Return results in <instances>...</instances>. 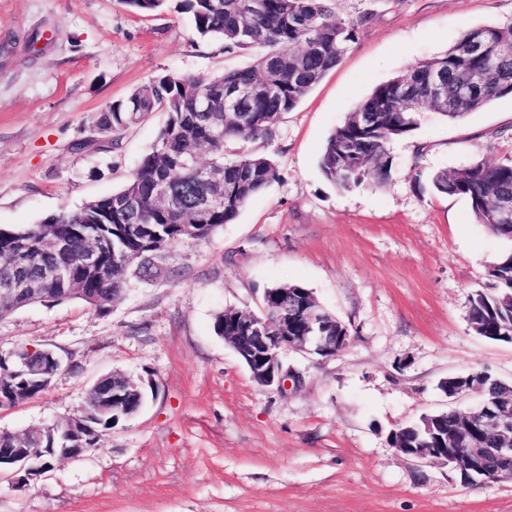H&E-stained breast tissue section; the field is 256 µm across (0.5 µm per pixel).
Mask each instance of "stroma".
<instances>
[{"mask_svg": "<svg viewBox=\"0 0 512 512\" xmlns=\"http://www.w3.org/2000/svg\"><path fill=\"white\" fill-rule=\"evenodd\" d=\"M340 62L283 115L262 151L278 175L208 239L162 254L167 276L125 273L101 315L78 301L0 318V356L50 349L64 365L50 389L0 408V430L65 422L101 375L121 370L145 403L98 448L52 459L28 486L0 480V512H512V481L462 485L447 465L397 453L389 435L423 414L468 409L442 379L485 371L512 380V343L476 335L470 299L512 240L478 223L469 201L430 176L482 160L512 162V94L460 121L417 114L391 140V175L349 190L320 168L324 145L378 84L444 53L472 27L512 23V0H335L345 23L363 12ZM0 225L37 222L120 190L166 115L128 128L112 151L76 153L98 136L112 101L155 77L209 79L252 64L198 37L188 15L127 11L118 0H0ZM300 284L350 331L323 358L284 350L301 377L259 387L213 330L217 313H260L267 288Z\"/></svg>", "mask_w": 512, "mask_h": 512, "instance_id": "1", "label": "stroma"}]
</instances>
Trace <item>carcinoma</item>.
<instances>
[{"label": "carcinoma", "mask_w": 512, "mask_h": 512, "mask_svg": "<svg viewBox=\"0 0 512 512\" xmlns=\"http://www.w3.org/2000/svg\"><path fill=\"white\" fill-rule=\"evenodd\" d=\"M166 2L119 0L127 10L142 15L164 11ZM250 2L180 0L179 8L191 14L199 37L223 41L228 52L260 50L253 65L226 70L208 81L164 74L112 102L98 120L100 128L112 134L111 146L118 144L121 132L146 116L167 114L151 150L124 187L111 195L36 224L0 226V280L20 271L35 276L44 261L54 258L71 277L83 281L88 294L77 297L71 294L69 281L56 280L45 285L41 302L61 304L77 299L106 315L122 298L126 270L134 268L141 279L163 273L157 264L162 249L154 246L156 240L171 246L186 238H207L234 221L248 200L276 179L277 168L269 155L254 151L228 159L229 146L271 138L282 114L295 109L301 98L338 65L347 45L355 40L358 29L371 21V15L364 13L345 24L336 19L332 0H261L255 11L249 9ZM477 31L493 43L488 48L494 57L491 76L453 109L444 111L434 102L428 103V109L452 120L463 119L512 94V53L500 54L494 48L498 42H512V23L472 28L445 53L373 89L355 108L370 113L371 123L359 126L350 114L329 135L320 160L325 178L343 189L359 187L369 179L384 183L391 167L388 141L409 134L416 125L415 110L398 98L397 89L416 87L426 74L439 69L448 91H453L456 84L467 80L470 71L483 65V60L470 51V40ZM266 76L278 81L276 92H253L245 122L225 117L224 92L258 85ZM202 148L208 158L201 163V170L181 166L186 154ZM209 170L223 172L224 183L233 192L202 216L198 202L205 197L207 187L199 172ZM431 182L442 194L467 198L476 219L485 223L496 203L512 196V162L477 161L462 169H443L431 176ZM48 223L68 236L69 249L61 255L53 256L44 248ZM128 224L145 225L143 234L129 238ZM90 238L101 243L102 250L97 273L87 277L83 258ZM488 276L489 288L472 296L470 327L487 339L512 343V306L503 305V300L512 297V252L491 264ZM470 379L484 385L487 398L500 391L512 392V382L484 371L470 374ZM94 428L88 443L91 448L98 447L102 436L112 430V415L95 422Z\"/></svg>", "instance_id": "carcinoma-1"}]
</instances>
